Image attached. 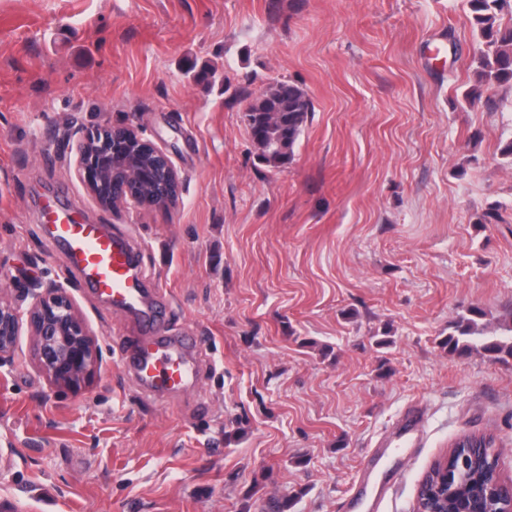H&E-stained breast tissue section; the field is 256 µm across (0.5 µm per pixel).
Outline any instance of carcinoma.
I'll return each mask as SVG.
<instances>
[{
    "label": "carcinoma",
    "mask_w": 512,
    "mask_h": 512,
    "mask_svg": "<svg viewBox=\"0 0 512 512\" xmlns=\"http://www.w3.org/2000/svg\"><path fill=\"white\" fill-rule=\"evenodd\" d=\"M468 5L471 25L484 39L486 50L478 58V84L465 92L464 101L472 108L491 109L496 105L493 87L512 83V17L503 21L504 12L512 11V0H468ZM312 112L313 104L305 91L286 81L270 86L261 98L249 104L245 112L247 126L257 130L254 145L267 166L279 168L291 161L294 146ZM277 113L281 121L271 122ZM485 316L486 312L478 306L459 315L448 325V335L440 341L441 347L459 357L479 347L495 359L512 358V323L499 334L487 335L480 326ZM493 446L494 441H488L484 456L461 473L440 512H454L456 501L471 495L478 482L493 479L499 461V455L491 451ZM441 471V463L431 466L418 489V500L436 489Z\"/></svg>",
    "instance_id": "cac0c4a2"
}]
</instances>
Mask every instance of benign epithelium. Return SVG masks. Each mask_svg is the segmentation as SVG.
I'll list each match as a JSON object with an SVG mask.
<instances>
[{
  "instance_id": "1",
  "label": "benign epithelium",
  "mask_w": 512,
  "mask_h": 512,
  "mask_svg": "<svg viewBox=\"0 0 512 512\" xmlns=\"http://www.w3.org/2000/svg\"><path fill=\"white\" fill-rule=\"evenodd\" d=\"M76 170L80 181L102 209L130 205L160 207L180 193V179L169 154L132 128L104 125L77 139ZM150 190L142 192L139 182ZM20 292L33 302L22 309L0 300V366L12 360L18 336L27 328L34 358L56 386H73L95 367L99 352L64 289L40 280ZM485 512H512V493L492 484L485 493Z\"/></svg>"
}]
</instances>
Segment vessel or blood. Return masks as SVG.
Listing matches in <instances>:
<instances>
[{
  "instance_id": "obj_1",
  "label": "vessel or blood",
  "mask_w": 512,
  "mask_h": 512,
  "mask_svg": "<svg viewBox=\"0 0 512 512\" xmlns=\"http://www.w3.org/2000/svg\"><path fill=\"white\" fill-rule=\"evenodd\" d=\"M48 242L67 253L86 285L114 308L133 315L138 334L130 340L136 356L133 371L145 396L176 397L192 386L199 369L188 356L196 342L166 335L159 308L145 304L127 245L98 224L82 222L72 210L48 206ZM420 440V414L409 412L388 440L391 448H410Z\"/></svg>"
}]
</instances>
